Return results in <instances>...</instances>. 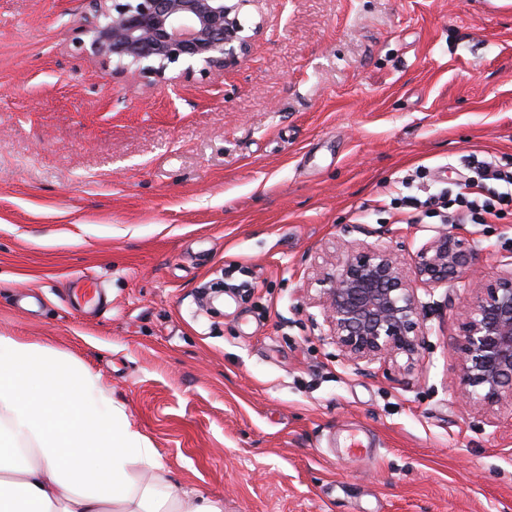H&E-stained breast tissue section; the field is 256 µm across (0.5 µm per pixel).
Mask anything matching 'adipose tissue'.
Masks as SVG:
<instances>
[{
  "label": "adipose tissue",
  "instance_id": "ef3b65f1",
  "mask_svg": "<svg viewBox=\"0 0 512 512\" xmlns=\"http://www.w3.org/2000/svg\"><path fill=\"white\" fill-rule=\"evenodd\" d=\"M136 465L146 478H133ZM0 512H224V502L170 483L90 369L0 336Z\"/></svg>",
  "mask_w": 512,
  "mask_h": 512
}]
</instances>
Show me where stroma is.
Wrapping results in <instances>:
<instances>
[{"label": "stroma", "instance_id": "stroma-1", "mask_svg": "<svg viewBox=\"0 0 512 512\" xmlns=\"http://www.w3.org/2000/svg\"><path fill=\"white\" fill-rule=\"evenodd\" d=\"M484 2L262 0L240 66L170 88L101 67L88 0H0V335L89 367L224 512H512V406L455 395L512 213L454 224L475 270L421 292L414 359L352 364L319 303L347 247L441 230L396 198L512 163V0Z\"/></svg>", "mask_w": 512, "mask_h": 512}]
</instances>
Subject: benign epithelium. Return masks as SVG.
Returning <instances> with one entry per match:
<instances>
[{
	"label": "benign epithelium",
	"instance_id": "benign-epithelium-1",
	"mask_svg": "<svg viewBox=\"0 0 512 512\" xmlns=\"http://www.w3.org/2000/svg\"><path fill=\"white\" fill-rule=\"evenodd\" d=\"M92 54L114 73L130 68L173 83L196 68L222 74L246 58L261 23L248 30L242 10L260 0H91ZM179 70L178 75L169 72ZM476 253L457 233L441 230L411 264L386 247L347 249L322 281L326 339L357 365L412 358L424 345L426 304L417 286L454 281ZM462 402L490 409L512 402V272L487 280L469 304L457 339Z\"/></svg>",
	"mask_w": 512,
	"mask_h": 512
}]
</instances>
